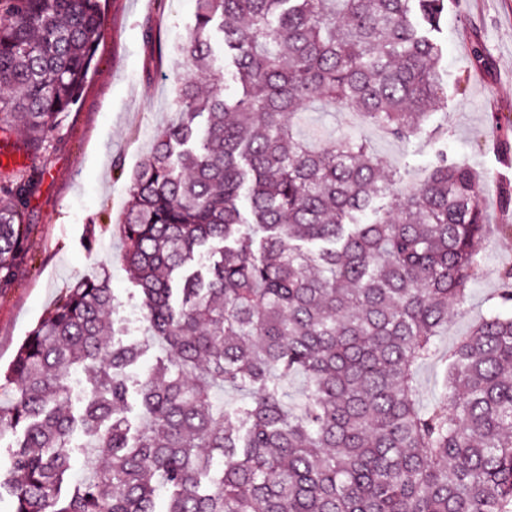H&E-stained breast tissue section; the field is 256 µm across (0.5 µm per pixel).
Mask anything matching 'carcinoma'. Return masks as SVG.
Instances as JSON below:
<instances>
[{
  "label": "carcinoma",
  "mask_w": 512,
  "mask_h": 512,
  "mask_svg": "<svg viewBox=\"0 0 512 512\" xmlns=\"http://www.w3.org/2000/svg\"><path fill=\"white\" fill-rule=\"evenodd\" d=\"M196 2L176 119L118 224L146 339L110 341L105 272L34 328L0 382V437L21 432L0 471L13 512H155L162 489L167 512H512V267L500 310L448 349L433 403L415 389L480 271L481 178L444 152L418 183L383 176L367 140L315 148L294 131L317 100L396 139L448 136L429 126L431 104H448L447 0ZM102 27L101 0H0L1 133L42 145ZM27 233L22 206H0V289ZM145 347L164 355L139 384L133 433L124 371ZM78 367L90 388L76 420L60 407ZM295 374L305 400L291 407ZM227 387L244 398L224 405Z\"/></svg>",
  "instance_id": "carcinoma-1"
}]
</instances>
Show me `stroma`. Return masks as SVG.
<instances>
[{"label": "stroma", "instance_id": "35a3bbf8", "mask_svg": "<svg viewBox=\"0 0 512 512\" xmlns=\"http://www.w3.org/2000/svg\"><path fill=\"white\" fill-rule=\"evenodd\" d=\"M103 34L96 65L78 103L48 133L41 151L23 148L20 132L0 134V145L22 157L0 165V179L28 180L23 209L30 233L12 282L0 289V365L17 349L66 288L101 271L111 275L121 342L140 339L144 321L127 318L141 307L124 268L123 243L115 234L132 173L152 145L154 132L171 119L178 48L193 23L195 0H102ZM446 51L441 61L447 105H434L433 123L451 135L435 142L396 140L367 126L351 112L306 108L304 135L326 139L365 138L384 165L408 179L422 178L436 152L468 163L487 180L483 210L487 223L505 219L500 198L512 189V156L499 150L500 135L512 132V0H448L441 26ZM488 58L477 67L472 44ZM512 264V238L491 236L466 310H452L439 339L447 350L497 306L502 267Z\"/></svg>", "mask_w": 512, "mask_h": 512}]
</instances>
